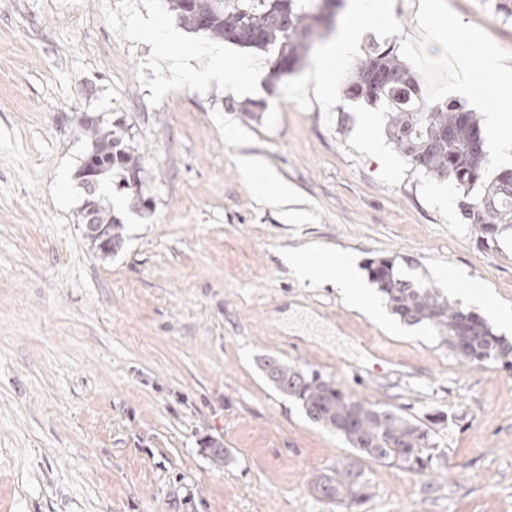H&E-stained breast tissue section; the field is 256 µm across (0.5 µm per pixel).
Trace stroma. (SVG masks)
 Returning <instances> with one entry per match:
<instances>
[{
  "label": "stroma",
  "instance_id": "obj_1",
  "mask_svg": "<svg viewBox=\"0 0 512 512\" xmlns=\"http://www.w3.org/2000/svg\"><path fill=\"white\" fill-rule=\"evenodd\" d=\"M423 2L392 0L384 28L345 7L336 27L355 29L361 53L396 42L427 103L512 113L495 76L465 95L455 70L482 45L512 70V17L495 0H431L429 18ZM156 19L214 45L182 31L167 0H0V512H345L313 485L354 461L356 512H512V368L463 366L428 327L351 310L280 259L306 243L363 265L388 256L439 289L451 267L464 307L479 293L511 308L512 235L484 248L454 180L414 170L392 143L362 148L356 129L380 109L316 98L305 77L323 44L277 82L271 54L225 45L255 70L246 113L223 85L159 72L138 34ZM87 113L123 121L152 201L105 187L125 235L106 258L78 220ZM242 152L296 191L298 219L252 193ZM264 354L429 428L447 479L356 460L270 385Z\"/></svg>",
  "mask_w": 512,
  "mask_h": 512
}]
</instances>
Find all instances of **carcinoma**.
I'll return each instance as SVG.
<instances>
[{"mask_svg":"<svg viewBox=\"0 0 512 512\" xmlns=\"http://www.w3.org/2000/svg\"><path fill=\"white\" fill-rule=\"evenodd\" d=\"M188 30L238 47L276 50L271 77L275 80L304 62L329 27L341 0H169ZM286 12L290 26L279 28L276 14ZM208 18L199 28L201 17ZM358 95H353L356 90ZM349 98L380 104L386 114L387 134L411 166L433 179L453 178L463 188L458 207L463 220L474 225L486 246L498 244L512 229V170L486 180L491 165L477 113L453 101L427 105L416 75L400 59L394 43L376 45L353 64L345 83ZM82 135L108 166L105 179L120 183L141 179L142 159L129 144L123 123L82 127ZM96 223L111 236L112 252L125 243L124 225L93 196ZM371 281L384 295L393 313L409 325L426 324L465 366L506 361L512 367V343L495 334L485 318L445 297L438 289L414 284L396 273L395 259L369 261ZM265 378L282 394L298 402L310 422L341 436L358 457L404 465L414 474L432 476L436 443L430 429L398 411L364 403L346 393L320 372L304 371L275 357L261 359ZM366 483L355 464L336 466L314 485L321 497L350 508L362 502Z\"/></svg>","mask_w":512,"mask_h":512,"instance_id":"cac0c4a2","label":"carcinoma"}]
</instances>
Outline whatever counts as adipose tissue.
I'll use <instances>...</instances> for the list:
<instances>
[{
    "label": "adipose tissue",
    "mask_w": 512,
    "mask_h": 512,
    "mask_svg": "<svg viewBox=\"0 0 512 512\" xmlns=\"http://www.w3.org/2000/svg\"><path fill=\"white\" fill-rule=\"evenodd\" d=\"M142 39L151 43L160 61L166 64L174 81L186 86L204 85L215 78L223 79L225 86L237 89L247 87L251 80L248 64L226 57L221 49L211 48L201 53L196 65H189L188 54L182 48L181 37L175 30L147 26L141 29ZM355 52V39L350 31L340 32L325 49V61L310 75V81L323 101H333L337 95L331 76L341 63ZM239 165L258 195L271 204L288 207L294 199L286 186L281 185L254 157L243 155ZM285 262L299 281L324 280L341 288L347 304L354 309L378 314V307L371 301L359 283L357 260L349 253L339 254L328 260L324 267H316L305 250L289 251Z\"/></svg>",
    "instance_id": "adipose-tissue-1"
}]
</instances>
